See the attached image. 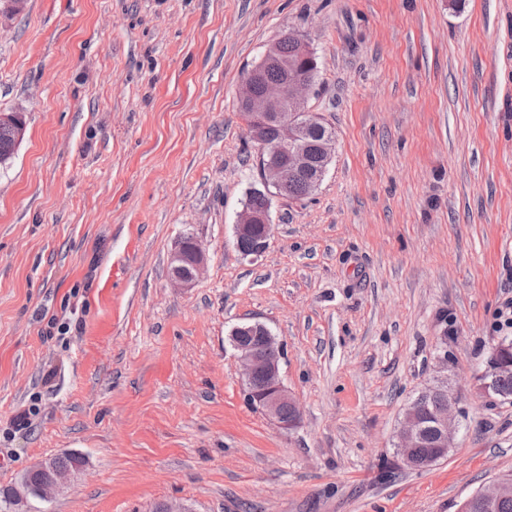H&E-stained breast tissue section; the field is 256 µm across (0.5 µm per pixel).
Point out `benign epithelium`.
I'll use <instances>...</instances> for the list:
<instances>
[{
    "label": "benign epithelium",
    "mask_w": 512,
    "mask_h": 512,
    "mask_svg": "<svg viewBox=\"0 0 512 512\" xmlns=\"http://www.w3.org/2000/svg\"><path fill=\"white\" fill-rule=\"evenodd\" d=\"M286 68L284 80L267 81L264 70ZM313 84L305 70L288 65L280 57L279 41L270 44L263 55L260 66L251 69L244 77L239 94L246 107L243 118L249 137L261 150L260 176L264 187H272L277 195H291V176L302 170H310L309 192L321 184L332 161L334 136L322 131L321 118L308 106ZM10 120L15 142L22 141L25 133L23 115L15 112L7 117L0 114V123ZM276 130L271 141L265 137L269 126ZM237 242L249 241L245 256L263 253L270 238L271 218L267 209L257 210L249 205L243 207L234 224ZM206 264V256L199 243L186 235L177 243L170 255L171 280L188 287L192 285ZM263 336L257 345L245 344L241 338L233 340L241 363V383L250 404L276 421L280 428L292 430L300 423V412L295 399L284 385L281 377L280 344L262 323L248 327ZM439 367L433 375L429 388L440 392L443 403L433 416L434 441L430 447L434 455L421 459L415 449L423 447L422 397H417L405 411L403 422L397 432V454L401 464L412 470H425L445 458L448 450L455 447L463 410L459 407L462 393L457 385L453 365L448 362V351L438 356ZM512 367V346L496 342L489 348L483 376L485 394L493 399L506 400L508 396L495 390L491 379L505 368ZM85 466L73 469H58L45 458L31 465L13 484L12 512H29V502L37 499L49 502L63 493L71 483L83 474ZM512 492V482L497 479L463 500L457 512H469L472 500H479L485 509H494L499 501Z\"/></svg>",
    "instance_id": "obj_1"
}]
</instances>
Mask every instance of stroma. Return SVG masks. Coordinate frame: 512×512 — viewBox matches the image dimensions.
<instances>
[{
  "mask_svg": "<svg viewBox=\"0 0 512 512\" xmlns=\"http://www.w3.org/2000/svg\"><path fill=\"white\" fill-rule=\"evenodd\" d=\"M289 29L334 155L307 198L271 196L251 260L239 92ZM1 112L26 135L0 166V487L79 453L42 512H456L512 474V402L477 390L512 299V0H26L0 14ZM254 321L294 430L247 402L231 334ZM443 351L464 416L412 471L396 434ZM247 203L256 208H263L266 205V199L263 197L249 195ZM249 205H244L239 213L236 224H234L235 238L237 245L244 256H258L263 253L270 238L271 218L268 209L257 210ZM261 231V233H259ZM249 241L242 242V241ZM206 264V256L199 243L186 235L170 255L171 280L176 285L191 286Z\"/></svg>",
  "mask_w": 512,
  "mask_h": 512,
  "instance_id": "35a3bbf8",
  "label": "stroma"
}]
</instances>
